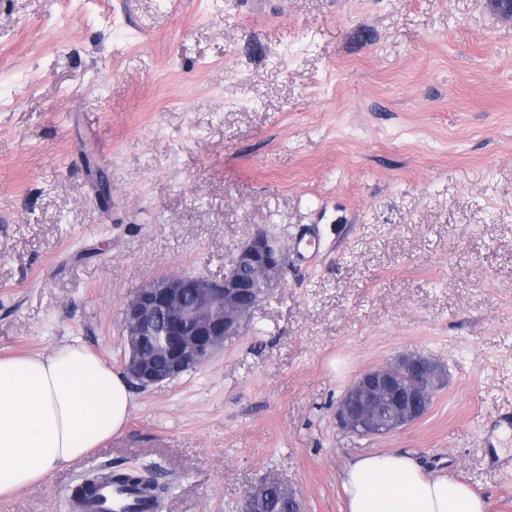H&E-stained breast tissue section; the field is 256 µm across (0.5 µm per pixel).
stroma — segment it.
Returning <instances> with one entry per match:
<instances>
[{
    "label": "stroma",
    "instance_id": "1",
    "mask_svg": "<svg viewBox=\"0 0 512 512\" xmlns=\"http://www.w3.org/2000/svg\"><path fill=\"white\" fill-rule=\"evenodd\" d=\"M281 288L199 369L132 386L123 430L0 512H70L150 468L160 512H239L276 473L302 512L412 453L512 512V20L489 0H0V354L74 339L122 370L152 277L219 279L258 231ZM312 235L310 267L293 243ZM443 363L429 410L341 430L363 372Z\"/></svg>",
    "mask_w": 512,
    "mask_h": 512
}]
</instances>
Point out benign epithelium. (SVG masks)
<instances>
[{"instance_id": "benign-epithelium-1", "label": "benign epithelium", "mask_w": 512, "mask_h": 512, "mask_svg": "<svg viewBox=\"0 0 512 512\" xmlns=\"http://www.w3.org/2000/svg\"><path fill=\"white\" fill-rule=\"evenodd\" d=\"M286 255L280 241L259 232L237 248L220 280L190 274H161L138 288L122 318L123 368L130 381L148 388L175 380L207 363L224 338L241 334L261 304L243 300L282 283ZM435 363L408 355L362 373L336 405L346 432L378 436L417 418L436 391ZM394 403L393 418L381 409Z\"/></svg>"}]
</instances>
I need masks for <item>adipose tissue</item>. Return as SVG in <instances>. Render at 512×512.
Here are the masks:
<instances>
[{"label": "adipose tissue", "mask_w": 512, "mask_h": 512, "mask_svg": "<svg viewBox=\"0 0 512 512\" xmlns=\"http://www.w3.org/2000/svg\"><path fill=\"white\" fill-rule=\"evenodd\" d=\"M131 409L125 377L80 341L0 355V499L87 457L121 432ZM341 485L347 512H484L468 484L426 474L404 452L354 458Z\"/></svg>", "instance_id": "obj_1"}]
</instances>
